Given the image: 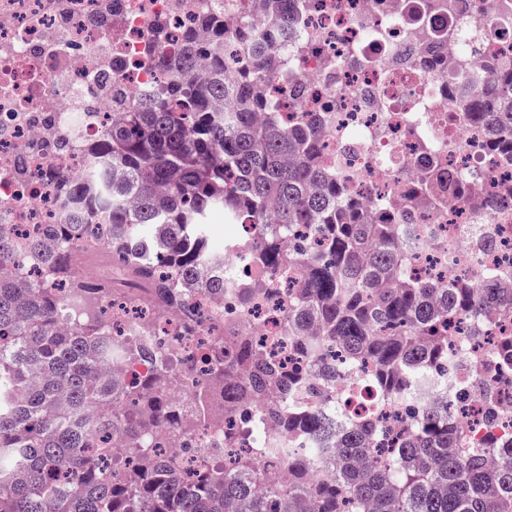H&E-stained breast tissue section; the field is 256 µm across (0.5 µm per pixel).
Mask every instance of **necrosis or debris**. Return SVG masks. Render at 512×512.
Listing matches in <instances>:
<instances>
[{
	"label": "necrosis or debris",
	"mask_w": 512,
	"mask_h": 512,
	"mask_svg": "<svg viewBox=\"0 0 512 512\" xmlns=\"http://www.w3.org/2000/svg\"><path fill=\"white\" fill-rule=\"evenodd\" d=\"M0 0V224L18 246L59 224L66 209L47 172L79 177L87 149L112 122V90L155 94L163 82L160 57L204 19L250 34L266 0ZM420 0H292L298 20L275 44L282 63L270 93L281 112L324 117L323 162L338 169L355 200L379 224H414L427 246L413 249L422 279L512 275V203L497 202L512 185V154L491 151L485 129L466 112L477 90L503 60H512V0H451L454 34L444 56L463 57L452 76L433 74L423 54L435 19L417 14ZM428 134L444 183L442 204L404 215L397 205L423 171L421 134ZM459 183L482 185L492 205L474 209ZM250 224L224 247V296L189 293V311L159 315L136 304L140 292L126 267L92 258L93 281L109 293L98 318L120 344L136 342L171 358L174 401L185 404L205 387L197 359L230 327L248 330L282 362L299 359L284 328L288 291L298 278L270 270L248 248ZM192 440L179 447L153 438L159 454L186 474L224 459V429L181 412Z\"/></svg>",
	"instance_id": "necrosis-or-debris-1"
}]
</instances>
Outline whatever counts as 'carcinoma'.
<instances>
[{"label": "carcinoma", "instance_id": "1", "mask_svg": "<svg viewBox=\"0 0 512 512\" xmlns=\"http://www.w3.org/2000/svg\"><path fill=\"white\" fill-rule=\"evenodd\" d=\"M227 34L209 46L210 77L200 82L193 33L169 52L163 92L112 121L89 148L80 183L53 174L68 211L32 245L46 274L70 289L84 318L59 325L65 296L0 276V512H512V439L499 436V384L512 374V332L495 337V353L475 383L489 431L479 442L457 420L462 394L425 402L406 418L379 413L458 373L448 357V322L475 318L469 338L512 319V294L489 279L477 290L465 279L447 286L420 282L392 239L393 225L371 224L322 162L319 116L285 124L266 96L278 60L270 51L224 70ZM474 121L491 143L512 147V64L497 66L479 95ZM441 168L405 197L414 207L438 201ZM458 193L487 207L477 185ZM260 224L255 257L270 269L300 272L289 297L288 340L303 365H285L252 337L229 329L222 348L203 362L224 404L206 387L191 406L198 420L221 422L263 404V424L297 442L321 438L334 448H290L288 464L262 468L239 450L222 466L207 464L188 478L145 441L167 430L185 440L165 390L170 362L159 357L132 383L104 366L140 362L141 346L114 348L88 309L106 293L77 277L78 255L47 250L46 241L93 243L108 230L109 251L149 288L159 311L180 309L187 292L224 294V255L209 245L208 217ZM293 224L311 225L318 246L281 251ZM15 258L10 230L0 226V268ZM115 438L136 454L133 468L104 471L95 439Z\"/></svg>", "mask_w": 512, "mask_h": 512}]
</instances>
